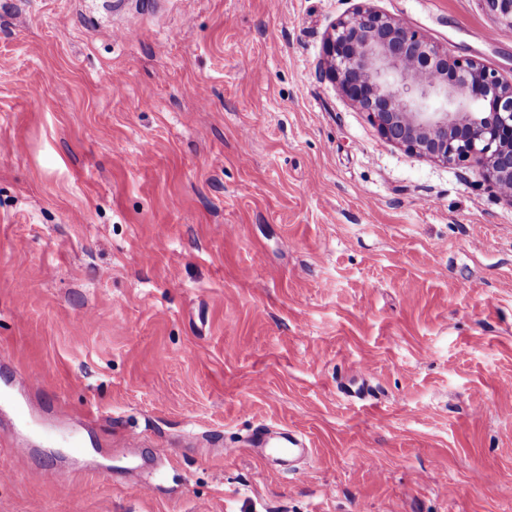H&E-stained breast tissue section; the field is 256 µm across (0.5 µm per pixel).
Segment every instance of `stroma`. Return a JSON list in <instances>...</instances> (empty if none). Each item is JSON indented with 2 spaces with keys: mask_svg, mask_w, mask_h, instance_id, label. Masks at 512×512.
Listing matches in <instances>:
<instances>
[{
  "mask_svg": "<svg viewBox=\"0 0 512 512\" xmlns=\"http://www.w3.org/2000/svg\"><path fill=\"white\" fill-rule=\"evenodd\" d=\"M117 2L0 0V512H512V205L324 76L361 0ZM370 4L512 80L479 0ZM33 387L32 381L26 374L16 371L4 382L2 395H9L13 400H16L19 396L28 395Z\"/></svg>",
  "mask_w": 512,
  "mask_h": 512,
  "instance_id": "obj_1",
  "label": "stroma"
}]
</instances>
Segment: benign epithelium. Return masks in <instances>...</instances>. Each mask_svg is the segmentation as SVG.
<instances>
[{"label":"benign epithelium","instance_id":"obj_1","mask_svg":"<svg viewBox=\"0 0 512 512\" xmlns=\"http://www.w3.org/2000/svg\"><path fill=\"white\" fill-rule=\"evenodd\" d=\"M512 32V0H481ZM324 74L388 143L471 168L512 205V81L366 4L332 26Z\"/></svg>","mask_w":512,"mask_h":512}]
</instances>
